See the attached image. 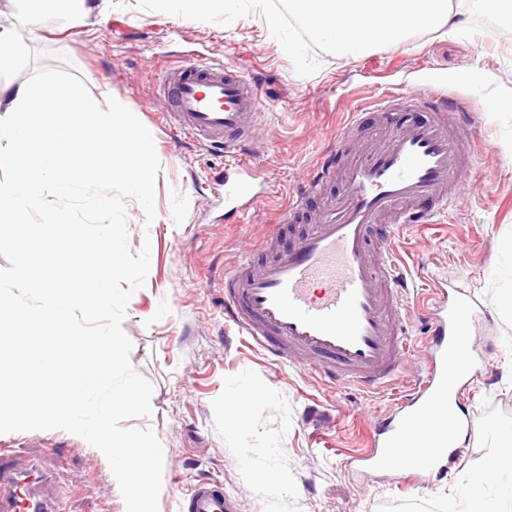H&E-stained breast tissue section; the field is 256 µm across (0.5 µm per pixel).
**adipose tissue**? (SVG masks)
<instances>
[{
  "instance_id": "ef3b65f1",
  "label": "adipose tissue",
  "mask_w": 512,
  "mask_h": 512,
  "mask_svg": "<svg viewBox=\"0 0 512 512\" xmlns=\"http://www.w3.org/2000/svg\"><path fill=\"white\" fill-rule=\"evenodd\" d=\"M288 7L345 60L416 32L456 31L459 17L474 12L489 14L500 27L512 30V0H288ZM491 472L501 477L493 491L485 484ZM470 498L474 512H512V462L501 454L487 459L472 480Z\"/></svg>"
}]
</instances>
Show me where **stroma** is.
I'll use <instances>...</instances> for the list:
<instances>
[{
  "label": "stroma",
  "mask_w": 512,
  "mask_h": 512,
  "mask_svg": "<svg viewBox=\"0 0 512 512\" xmlns=\"http://www.w3.org/2000/svg\"><path fill=\"white\" fill-rule=\"evenodd\" d=\"M269 14L278 27L267 25ZM22 36L40 67L72 73L97 101L111 95L137 111L161 162L152 224L137 201L127 202L129 246L136 252L147 241L151 253L145 284L132 293L122 322L131 363L153 386L152 415L134 424L151 427L167 450L159 512H182L185 494L205 478L223 482L238 512H466L472 475L501 451L493 430L512 424V321L500 308L512 292V254L503 249L512 239V31L469 15L454 35L416 33L340 60L289 14L288 0H243L233 18H190L168 0H108L85 22L50 13ZM292 42L299 51H289ZM186 54L257 75L270 103L249 146L265 194L245 222L219 188L223 157L159 119L169 104L155 76ZM472 70L479 81H464ZM433 74L486 141L480 180L462 183L435 224L409 225L399 250L416 295L437 282L471 294L478 351L457 394L469 434L439 473L413 478L402 470L362 472L349 461L364 448L367 429L418 379L428 324H413L415 352L398 388L369 396L265 356L225 320L223 283L245 250L266 249L290 191L335 148L354 109ZM244 386L258 396L233 437L228 398ZM2 446L55 473L66 512H124L107 461L72 434L3 433ZM267 469L282 475L279 490L256 480Z\"/></svg>",
  "instance_id": "stroma-1"
}]
</instances>
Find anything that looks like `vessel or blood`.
Segmentation results:
<instances>
[{"instance_id":"obj_1","label":"vessel or blood","mask_w":512,"mask_h":512,"mask_svg":"<svg viewBox=\"0 0 512 512\" xmlns=\"http://www.w3.org/2000/svg\"><path fill=\"white\" fill-rule=\"evenodd\" d=\"M159 87L165 119L181 135L223 153L224 198L247 212L260 201L257 166L242 153L267 105L254 77L223 62L187 57L165 69ZM391 127L384 142L351 151L364 123L353 113L336 148L290 199L283 221L306 223L286 248L264 261L247 255L224 275V316L278 360L368 393L393 387L409 351L411 305L399 271L395 239L410 224L431 222L450 205L484 144L465 127L463 106L438 84L383 97L368 107ZM426 120H418V113ZM339 197L315 214L307 209L325 186ZM432 337L421 377L405 392L396 422L385 421L358 462L376 465L381 449L416 438L407 459H435L448 403V349L471 326L464 293L433 290ZM51 476L38 461L19 464L0 448V512H62ZM186 512H237L217 483L194 485Z\"/></svg>"}]
</instances>
